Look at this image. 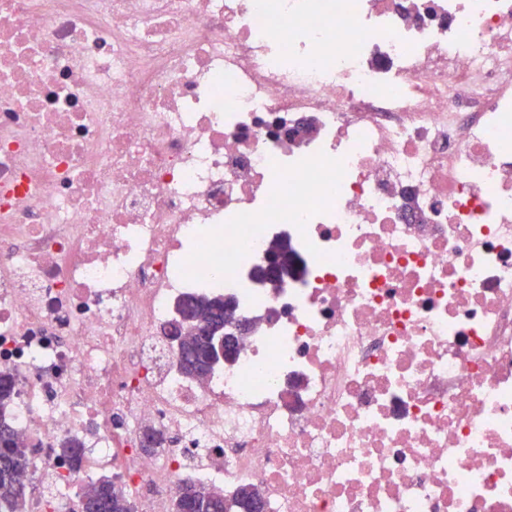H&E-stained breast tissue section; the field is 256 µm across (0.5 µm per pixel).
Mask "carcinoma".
Returning <instances> with one entry per match:
<instances>
[{
  "instance_id": "cac0c4a2",
  "label": "carcinoma",
  "mask_w": 512,
  "mask_h": 512,
  "mask_svg": "<svg viewBox=\"0 0 512 512\" xmlns=\"http://www.w3.org/2000/svg\"><path fill=\"white\" fill-rule=\"evenodd\" d=\"M207 365V343L198 337L190 343V356L181 360V369L189 376ZM14 398L13 378L0 374V512H24L25 485L20 482V472L25 458L8 422V413ZM79 501L87 502L90 512H135L125 489L113 479L102 477L84 487ZM221 494L199 484H188L180 489L176 502L190 500L197 512H210L212 503Z\"/></svg>"
}]
</instances>
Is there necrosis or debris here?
<instances>
[{"mask_svg":"<svg viewBox=\"0 0 512 512\" xmlns=\"http://www.w3.org/2000/svg\"><path fill=\"white\" fill-rule=\"evenodd\" d=\"M0 372L28 512H512V0H0ZM283 243H277L271 246L268 251L269 263L267 267L259 273V279L262 284L271 288H278L282 281L288 277V271H284L288 267V260L282 259ZM221 311L214 308H203L182 313V307L177 311V321H181L177 328L176 342L178 354L188 346L193 335L208 336L210 338L209 362L224 364L233 359L238 350V336H224V332L213 335L214 322L218 320ZM190 356L180 359L181 369L189 376H195L197 370L207 366V343L204 339L194 338L190 343ZM78 498L79 504L87 502L90 512H137L125 489L109 477L84 487ZM179 491L180 494L175 501V509L181 501L190 500L193 502L197 512H209L215 499L224 496V494L212 491L207 486L199 484H187Z\"/></svg>","mask_w":512,"mask_h":512,"instance_id":"necrosis-or-debris-1","label":"necrosis or debris"}]
</instances>
